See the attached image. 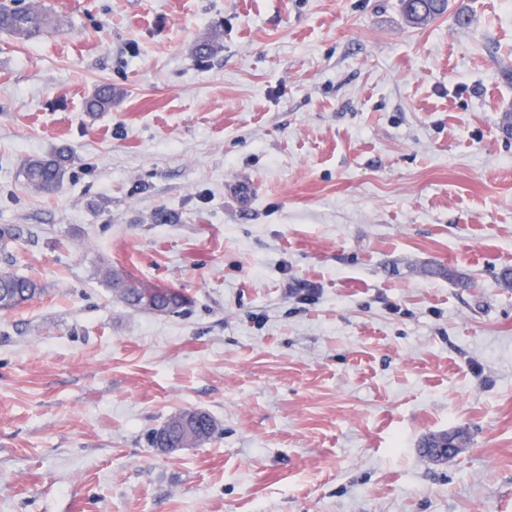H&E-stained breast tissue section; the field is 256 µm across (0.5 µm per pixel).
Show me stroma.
Returning a JSON list of instances; mask_svg holds the SVG:
<instances>
[{
    "instance_id": "35a3bbf8",
    "label": "stroma",
    "mask_w": 512,
    "mask_h": 512,
    "mask_svg": "<svg viewBox=\"0 0 512 512\" xmlns=\"http://www.w3.org/2000/svg\"><path fill=\"white\" fill-rule=\"evenodd\" d=\"M36 2L0 34V267L43 288L0 312V512H512V0ZM184 408L214 437L152 448ZM52 24L51 16L33 2L0 1V32L19 42H30L43 35ZM401 7L407 20L419 25L446 13L448 0H401ZM113 99L114 91L112 90V84H102L86 100V111L107 112L112 108ZM65 155L56 158H31L22 170L25 184L44 194H54L63 185L67 168ZM125 275L132 277L131 275L125 273L124 271L114 268L112 269V267H108L105 271L106 281L110 284V287L112 288L113 292L116 294V296L120 299L121 302H123L126 306L136 310L150 311L149 309L137 308L131 303L132 292L134 289L122 288V283L124 281ZM137 282L139 283L140 288H148V290H145L140 295L139 305L147 308H155V306L158 304L160 296L163 294V289L165 288H151L144 285L139 280H137ZM457 435L462 436L459 433H442L431 435L427 437V439L422 444V447L429 448L428 450L430 457L433 459H439L440 457L446 456L448 454L459 453L462 450V447L457 442H453L449 448H440V446L448 443V439L456 437Z\"/></svg>"
}]
</instances>
